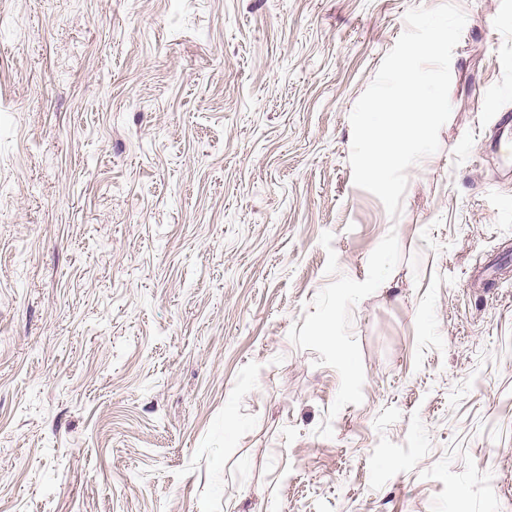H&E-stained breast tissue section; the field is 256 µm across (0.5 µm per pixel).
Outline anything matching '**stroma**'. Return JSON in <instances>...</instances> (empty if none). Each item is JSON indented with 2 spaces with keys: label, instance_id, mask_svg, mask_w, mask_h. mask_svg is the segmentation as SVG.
I'll return each mask as SVG.
<instances>
[{
  "label": "stroma",
  "instance_id": "stroma-1",
  "mask_svg": "<svg viewBox=\"0 0 512 512\" xmlns=\"http://www.w3.org/2000/svg\"><path fill=\"white\" fill-rule=\"evenodd\" d=\"M441 2L0 0V512H512V0L349 163Z\"/></svg>",
  "mask_w": 512,
  "mask_h": 512
}]
</instances>
